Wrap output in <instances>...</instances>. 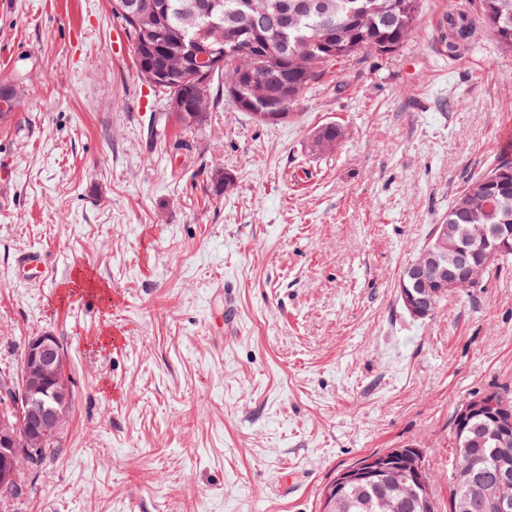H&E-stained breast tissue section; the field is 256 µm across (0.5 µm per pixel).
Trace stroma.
I'll list each match as a JSON object with an SVG mask.
<instances>
[{
	"mask_svg": "<svg viewBox=\"0 0 512 512\" xmlns=\"http://www.w3.org/2000/svg\"><path fill=\"white\" fill-rule=\"evenodd\" d=\"M454 2L423 0L401 50L334 68L287 121L226 100L184 131L141 109L110 0H0V85L26 98L0 117V373L49 334L72 378L60 445L8 512H320L339 471L402 445L447 508L455 411L512 389V265L427 320L398 300L512 146V51L487 32L448 60ZM327 123L345 135L314 152Z\"/></svg>",
	"mask_w": 512,
	"mask_h": 512,
	"instance_id": "stroma-1",
	"label": "stroma"
}]
</instances>
